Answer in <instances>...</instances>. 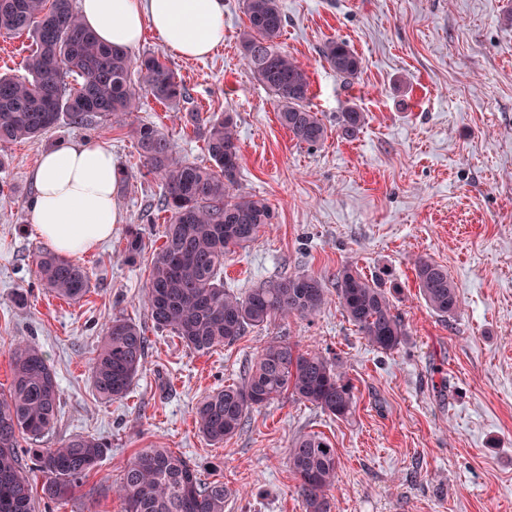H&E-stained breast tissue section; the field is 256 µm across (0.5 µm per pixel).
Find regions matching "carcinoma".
Segmentation results:
<instances>
[{
	"instance_id": "carcinoma-1",
	"label": "carcinoma",
	"mask_w": 512,
	"mask_h": 512,
	"mask_svg": "<svg viewBox=\"0 0 512 512\" xmlns=\"http://www.w3.org/2000/svg\"><path fill=\"white\" fill-rule=\"evenodd\" d=\"M243 9L248 24L240 47L248 68L272 92L279 123L299 144L322 143L328 129L309 105L310 76L279 47L284 19L277 0H243ZM25 33L35 44L24 59L25 74L0 75V165L9 145L42 136L64 118L88 130L123 121L138 109L142 89L172 108L185 98L183 82L163 54L134 60L127 50L101 44L81 23L72 0H0V35ZM320 54L343 79L361 68L343 40L325 43ZM185 119L204 136L210 164L176 158L167 136L151 123L133 128L145 174L162 182L158 209L169 213L164 243L151 260L147 317L188 348L208 353L277 318L315 315L325 302L317 276L270 281L244 295L224 289V256L255 241L273 223L274 212L265 199L237 191L242 153L232 116L204 120L190 112ZM365 120L348 105L336 117V133L351 140ZM144 248V229L131 225L127 260L135 262ZM33 264L37 284L54 296L79 301L89 292L91 278L79 262L44 250ZM415 276L435 313H456L459 297L448 269L421 258ZM334 277L339 304L358 333L382 352L399 348L408 331L396 313L395 291L349 266L336 269ZM145 351L141 326L113 317L92 365L97 394L108 401L124 397L142 371ZM11 352L12 382L0 396V512H36L40 500L69 502L110 444L74 435L56 448L38 447L57 421L60 389L38 348L22 340ZM288 392L338 419L353 410V386L339 364L275 337L261 347L240 382L204 397L195 411L198 431L221 444L239 431L251 409ZM338 466L336 449L323 436L303 435L288 449L304 512H331ZM116 494L123 512H224L229 489L222 481H202L196 466L169 448H144L124 467Z\"/></svg>"
}]
</instances>
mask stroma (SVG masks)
I'll list each match as a JSON object with an SVG mask.
<instances>
[{
	"label": "stroma",
	"instance_id": "obj_1",
	"mask_svg": "<svg viewBox=\"0 0 512 512\" xmlns=\"http://www.w3.org/2000/svg\"><path fill=\"white\" fill-rule=\"evenodd\" d=\"M280 46L308 71L310 106L329 134L296 143L276 115L271 91L250 72L239 44L242 0H224V42L210 56L171 55L186 96L172 111L142 96L127 122L88 131L59 126L12 144L0 169V392L12 380L11 344L37 345L61 391L58 420L43 440L76 434L111 447L63 507L38 512H121L115 487L145 448H169L202 478L230 490L224 512H302L288 469L298 437H326L339 457L333 512H512V0H278ZM342 40L361 60L345 80L320 49ZM358 107L366 123L352 140L336 116ZM181 112L231 114L243 161V192L268 200L274 224L224 259V285L244 294L271 280L320 277L326 301L315 316L274 320L235 344L201 354L155 329L144 311L152 254L166 213L159 178L143 173L133 125L150 123L175 156L207 163L203 137ZM92 140L112 151L129 180L119 185L112 238L79 256L91 288L79 302L38 288L33 259L45 249L28 224L32 172L51 147ZM145 230L136 262L126 229ZM444 265L461 308L431 311L415 264ZM358 268L399 286L396 311L408 336L391 352L371 347L347 320L334 274ZM26 290L25 302L15 294ZM141 325L144 367L122 399L99 398L92 360L112 317ZM280 336L337 359L354 384L352 415L337 419L291 395L249 412L221 446L196 428L210 391L241 381L256 353Z\"/></svg>",
	"mask_w": 512,
	"mask_h": 512
}]
</instances>
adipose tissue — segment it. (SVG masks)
<instances>
[{
    "label": "adipose tissue",
    "mask_w": 512,
    "mask_h": 512,
    "mask_svg": "<svg viewBox=\"0 0 512 512\" xmlns=\"http://www.w3.org/2000/svg\"><path fill=\"white\" fill-rule=\"evenodd\" d=\"M79 17L103 42L134 48L152 29L164 48L208 55L224 41V0H80ZM29 225L55 252L79 256L112 236L117 163L107 147L86 141L44 154L33 173Z\"/></svg>",
    "instance_id": "adipose-tissue-1"
}]
</instances>
